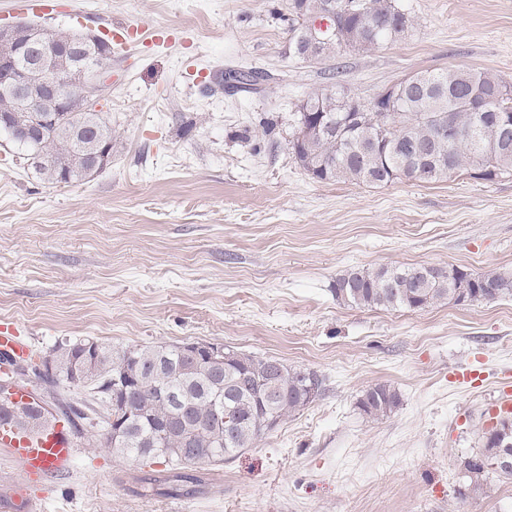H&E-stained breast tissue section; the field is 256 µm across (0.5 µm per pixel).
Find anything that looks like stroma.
I'll list each match as a JSON object with an SVG mask.
<instances>
[{"mask_svg": "<svg viewBox=\"0 0 512 512\" xmlns=\"http://www.w3.org/2000/svg\"><path fill=\"white\" fill-rule=\"evenodd\" d=\"M0 0V23L125 36L98 103L112 163L50 184L0 132V320L26 329L30 363L92 338L116 348L210 342L316 372L322 393L190 497L144 492L151 462L97 442L85 414L71 474L17 483L0 446V512H512V480L463 494L489 408L512 374V299L357 308L332 288L354 266L512 274V176L431 184L319 182L293 160L295 112L314 90L370 101L407 75L467 66L512 84V0H398L415 24L372 52L307 63L288 53V0ZM256 71L249 91L225 72ZM272 123L263 134V123ZM464 367L486 379L457 380ZM386 383L401 402L358 407ZM400 404L398 391L388 384L378 383L364 390L358 407L368 417L378 420L390 414Z\"/></svg>", "mask_w": 512, "mask_h": 512, "instance_id": "stroma-1", "label": "stroma"}]
</instances>
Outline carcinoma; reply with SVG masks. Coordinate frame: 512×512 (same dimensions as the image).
Returning a JSON list of instances; mask_svg holds the SVG:
<instances>
[{
  "label": "carcinoma",
  "mask_w": 512,
  "mask_h": 512,
  "mask_svg": "<svg viewBox=\"0 0 512 512\" xmlns=\"http://www.w3.org/2000/svg\"><path fill=\"white\" fill-rule=\"evenodd\" d=\"M340 0H288L291 37L288 53L306 62H321L340 48L368 52L406 37L413 20L397 0H364L365 12L338 16L339 34L332 42L314 43L302 16L320 12ZM48 42L67 50L58 72L107 60L112 44L87 43V36L71 30L47 32ZM32 36L0 39V58H17L28 50ZM21 97L0 90V119L14 118ZM361 104L345 91L315 90L302 100L295 125L305 123L312 132L288 140L294 161L311 178L357 185L384 186L398 180L432 183L451 173L473 170L472 177L492 181L512 175V132H504L502 113L512 124V86L487 70L467 68L419 72L398 86L393 103ZM454 124L459 137L448 144L442 129ZM95 132L116 142L112 122L101 111L71 112L65 130L47 133L29 153L41 157L36 171L51 184L79 182L87 178L78 136ZM475 302L512 299V275L490 272L472 275L459 268L428 270L415 266L352 268L336 279V299L359 308L422 309L450 302L456 290ZM227 356L205 357L187 368L180 347L136 345L114 348L101 344L92 361L96 382L91 389L102 402L129 401L122 436L112 441L108 420L101 439L112 452L134 460L162 459L167 468L145 477L146 483L175 495H189L203 482L192 470H203L229 460L266 433L264 421L279 423L304 409L321 393L318 375L305 369L284 367L273 372L272 358L224 347ZM43 382L71 384L73 374L63 366L55 374L35 371ZM221 402L229 422L219 423L213 414ZM400 404L398 391L378 383L364 390L358 407L378 420ZM78 409L63 404L55 395L27 404L11 425L34 430L60 418L73 421ZM506 455L511 465L498 471L512 479V423L504 421L497 432L483 436V452L462 463L467 488L484 490L485 461Z\"/></svg>",
  "instance_id": "obj_1"
}]
</instances>
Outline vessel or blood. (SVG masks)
Listing matches in <instances>:
<instances>
[{
	"label": "vessel or blood",
	"instance_id": "b4317fda",
	"mask_svg": "<svg viewBox=\"0 0 512 512\" xmlns=\"http://www.w3.org/2000/svg\"><path fill=\"white\" fill-rule=\"evenodd\" d=\"M29 349L20 339L17 323L0 321V354L16 359L27 356ZM0 443L10 447L22 476H62L73 469L74 441L70 430L56 425L38 434L0 433Z\"/></svg>",
	"mask_w": 512,
	"mask_h": 512
}]
</instances>
